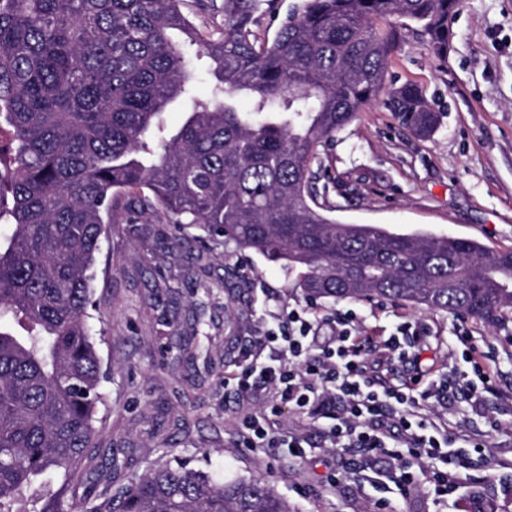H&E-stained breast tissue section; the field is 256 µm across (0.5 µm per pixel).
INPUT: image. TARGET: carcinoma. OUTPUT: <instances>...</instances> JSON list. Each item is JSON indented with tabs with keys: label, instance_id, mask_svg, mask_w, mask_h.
<instances>
[{
	"label": "carcinoma",
	"instance_id": "cac0c4a2",
	"mask_svg": "<svg viewBox=\"0 0 512 512\" xmlns=\"http://www.w3.org/2000/svg\"><path fill=\"white\" fill-rule=\"evenodd\" d=\"M261 2L194 0L224 17L201 38L185 0H0V190L13 226L0 242V512H64L62 490L92 460L103 374L88 310L105 225L124 215L147 224L160 210L223 237L298 272L314 298H385L493 327L512 311V249L340 223L317 203L318 148L376 101L395 21L418 25L445 60L461 0H302L257 43ZM175 102L185 118L170 127ZM384 106L421 138L442 125L414 84ZM70 510L291 512L259 479L216 483L183 466Z\"/></svg>",
	"mask_w": 512,
	"mask_h": 512
}]
</instances>
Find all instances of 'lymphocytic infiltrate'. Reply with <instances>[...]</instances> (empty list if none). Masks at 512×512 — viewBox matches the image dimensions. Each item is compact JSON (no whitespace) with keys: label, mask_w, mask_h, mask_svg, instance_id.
Segmentation results:
<instances>
[{"label":"lymphocytic infiltrate","mask_w":512,"mask_h":512,"mask_svg":"<svg viewBox=\"0 0 512 512\" xmlns=\"http://www.w3.org/2000/svg\"><path fill=\"white\" fill-rule=\"evenodd\" d=\"M273 320L274 327L255 341L236 376L244 392H251L259 382L269 388L266 410L241 420L249 439L305 456L304 437L294 432L275 434L271 417L284 406L300 413L329 408L333 422L325 427V438L340 451L362 449L366 457L358 461L359 469H367V458L373 455L398 471L403 494L425 486L440 503L456 492L447 465L459 437L421 415L419 406L432 397L444 401L458 394L480 406L491 389V377L481 366H474L472 376L430 388L424 386L422 374L404 372L411 344L409 326L373 339L357 335L348 312L337 314L328 336L294 309L274 315Z\"/></svg>","instance_id":"lymphocytic-infiltrate-1"}]
</instances>
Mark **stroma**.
<instances>
[{
  "mask_svg": "<svg viewBox=\"0 0 512 512\" xmlns=\"http://www.w3.org/2000/svg\"><path fill=\"white\" fill-rule=\"evenodd\" d=\"M389 74L395 84L423 88L443 114L442 127L432 138L415 136L383 106L388 92L380 90L377 102L319 147L317 162L330 179L318 204L342 223L512 249V0H462L444 60L431 53L416 24L400 27ZM174 233L161 218L122 221L109 225L102 239L89 313L104 401L96 414L94 460L77 497L116 495L155 467L183 465L219 481L264 480L292 512H433L425 493L405 497L375 472L363 480L347 473L322 446L321 416L285 409L273 419L276 431L307 435L310 447L301 459L243 438L240 419L265 404L239 396L224 376L236 370L272 314L290 306L321 322L351 309L361 327L388 334L410 324L418 335L411 364L436 382L453 368L469 370L456 340L459 328H467L496 389L477 410L462 400L426 403L450 428L484 440L480 448L461 446L459 490L443 510L512 512V319L499 329L389 300H315L297 288L295 274L257 252H237L206 237L175 249ZM228 265L247 278L245 300L224 289ZM489 417L496 429H488Z\"/></svg>",
  "mask_w": 512,
  "mask_h": 512,
  "instance_id": "obj_1",
  "label": "stroma"
}]
</instances>
